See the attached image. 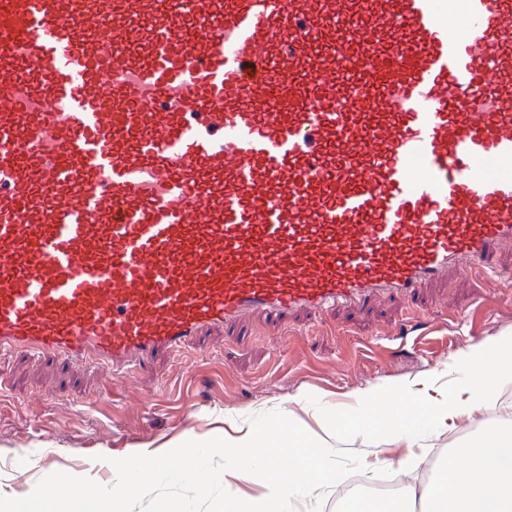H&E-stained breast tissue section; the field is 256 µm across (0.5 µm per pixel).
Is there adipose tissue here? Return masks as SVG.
<instances>
[{
	"instance_id": "ef3b65f1",
	"label": "adipose tissue",
	"mask_w": 512,
	"mask_h": 512,
	"mask_svg": "<svg viewBox=\"0 0 512 512\" xmlns=\"http://www.w3.org/2000/svg\"><path fill=\"white\" fill-rule=\"evenodd\" d=\"M465 376L449 391L446 402L417 408L409 389L395 387L365 394L362 412L377 422L378 443L413 441L446 422L471 415L477 405L496 408L512 383V336H502L471 349ZM455 463L443 466L423 487L407 486L406 500H420L422 512H512V432L475 436L455 449Z\"/></svg>"
}]
</instances>
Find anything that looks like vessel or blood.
<instances>
[{
    "mask_svg": "<svg viewBox=\"0 0 512 512\" xmlns=\"http://www.w3.org/2000/svg\"><path fill=\"white\" fill-rule=\"evenodd\" d=\"M512 247V0H0V355L125 374Z\"/></svg>",
    "mask_w": 512,
    "mask_h": 512,
    "instance_id": "vessel-or-blood-1",
    "label": "vessel or blood"
}]
</instances>
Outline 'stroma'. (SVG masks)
Instances as JSON below:
<instances>
[{
	"label": "stroma",
	"instance_id": "35a3bbf8",
	"mask_svg": "<svg viewBox=\"0 0 512 512\" xmlns=\"http://www.w3.org/2000/svg\"><path fill=\"white\" fill-rule=\"evenodd\" d=\"M411 307L422 312L412 327ZM510 334L512 288L489 296L481 278L454 268L410 297L254 315L209 331L182 354L155 352L119 379L50 355L0 356V495L32 491L63 470L111 486L113 460L220 437L275 410L317 434L344 413L352 426L326 445L369 462L364 481L389 472L400 487H420L453 448L512 421L476 412L415 447L385 445L387 469L376 462L370 421L356 414L358 396L396 386L437 395L463 377L460 352Z\"/></svg>",
	"mask_w": 512,
	"mask_h": 512
}]
</instances>
